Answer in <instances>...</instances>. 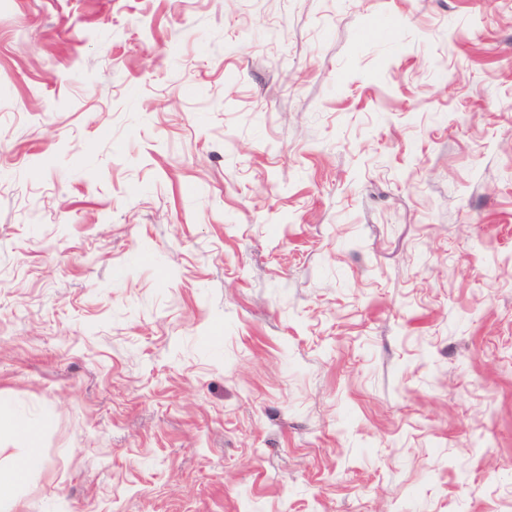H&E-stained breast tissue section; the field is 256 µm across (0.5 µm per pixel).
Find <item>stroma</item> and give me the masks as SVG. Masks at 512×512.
Wrapping results in <instances>:
<instances>
[{
    "mask_svg": "<svg viewBox=\"0 0 512 512\" xmlns=\"http://www.w3.org/2000/svg\"><path fill=\"white\" fill-rule=\"evenodd\" d=\"M30 452L18 512H512V0H0Z\"/></svg>",
    "mask_w": 512,
    "mask_h": 512,
    "instance_id": "1",
    "label": "stroma"
}]
</instances>
